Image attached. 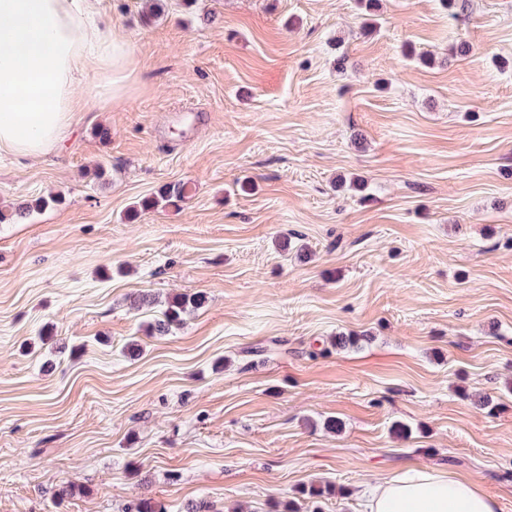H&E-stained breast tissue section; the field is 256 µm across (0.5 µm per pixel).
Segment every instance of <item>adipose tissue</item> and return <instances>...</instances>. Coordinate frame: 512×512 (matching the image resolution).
<instances>
[{
  "label": "adipose tissue",
  "instance_id": "obj_1",
  "mask_svg": "<svg viewBox=\"0 0 512 512\" xmlns=\"http://www.w3.org/2000/svg\"><path fill=\"white\" fill-rule=\"evenodd\" d=\"M134 58L92 0H0V150L37 160L63 142L88 79L121 99ZM364 512H498L471 480L419 465L364 484Z\"/></svg>",
  "mask_w": 512,
  "mask_h": 512
}]
</instances>
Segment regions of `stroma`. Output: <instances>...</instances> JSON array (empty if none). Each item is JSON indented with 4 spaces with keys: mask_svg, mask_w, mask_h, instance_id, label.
<instances>
[{
    "mask_svg": "<svg viewBox=\"0 0 512 512\" xmlns=\"http://www.w3.org/2000/svg\"><path fill=\"white\" fill-rule=\"evenodd\" d=\"M95 6L123 99L0 152V205L60 198L0 224V512H362L410 464L512 512V0ZM142 292L207 302L150 336Z\"/></svg>",
    "mask_w": 512,
    "mask_h": 512,
    "instance_id": "35a3bbf8",
    "label": "stroma"
}]
</instances>
